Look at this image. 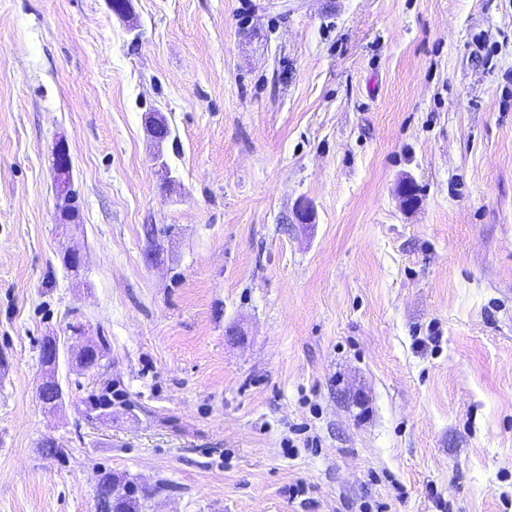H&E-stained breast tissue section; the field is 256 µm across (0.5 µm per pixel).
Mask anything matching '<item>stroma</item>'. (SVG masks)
<instances>
[{
    "mask_svg": "<svg viewBox=\"0 0 512 512\" xmlns=\"http://www.w3.org/2000/svg\"><path fill=\"white\" fill-rule=\"evenodd\" d=\"M110 2L0 0V512H512V0ZM51 165L56 175V208L60 217L59 223H75L72 217L73 210L64 208L68 203H72V193L70 190V177L72 173L71 154L68 149V143L62 136L57 137L51 150ZM64 354V345H60V341L55 337H49L44 342V349L40 353V363L43 368V379L39 386V391L48 382L52 381L56 387V395L53 400V408H57L64 401L65 391L59 378L56 375V368L59 364L60 358ZM82 342L83 341L78 342L77 344L70 343L68 345V341H67L65 350L79 353L87 345V343H82ZM105 355H106V349L104 346H102L100 344L98 346L91 345L88 348V350H86L83 354L79 353L77 355V358L80 363H83L88 368L87 371H89V370L91 371V370H95V369L99 370V368L101 366V361L104 359ZM79 362H77V364H79ZM96 493L107 497L104 506L98 502L100 512H139L141 507L139 488L130 481L122 484L120 477L112 472L100 475Z\"/></svg>",
    "mask_w": 512,
    "mask_h": 512,
    "instance_id": "1",
    "label": "stroma"
}]
</instances>
